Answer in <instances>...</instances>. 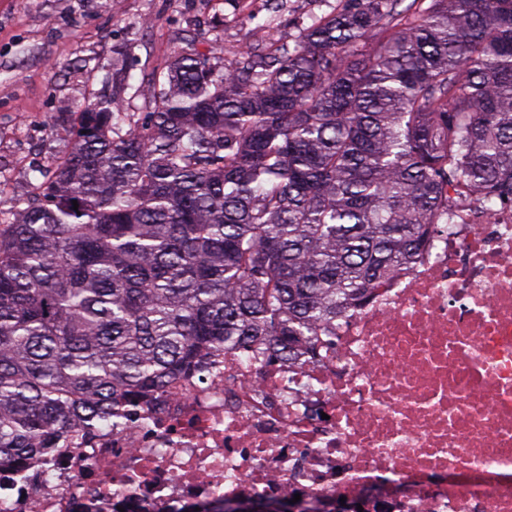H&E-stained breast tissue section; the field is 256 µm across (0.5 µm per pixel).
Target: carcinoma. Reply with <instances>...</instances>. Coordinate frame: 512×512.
Here are the masks:
<instances>
[{"label":"carcinoma","instance_id":"1","mask_svg":"<svg viewBox=\"0 0 512 512\" xmlns=\"http://www.w3.org/2000/svg\"><path fill=\"white\" fill-rule=\"evenodd\" d=\"M339 0L258 60L89 96L0 200V471L217 352L326 332L440 224L512 212V0ZM293 497L183 512H296Z\"/></svg>","mask_w":512,"mask_h":512}]
</instances>
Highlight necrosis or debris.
Instances as JSON below:
<instances>
[{"label":"necrosis or debris","mask_w":512,"mask_h":512,"mask_svg":"<svg viewBox=\"0 0 512 512\" xmlns=\"http://www.w3.org/2000/svg\"><path fill=\"white\" fill-rule=\"evenodd\" d=\"M295 356L213 355L93 438L0 473V512L301 495L512 512V218L443 225Z\"/></svg>","instance_id":"obj_1"}]
</instances>
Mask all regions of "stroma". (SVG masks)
Returning <instances> with one entry per match:
<instances>
[{"label":"stroma","instance_id":"obj_1","mask_svg":"<svg viewBox=\"0 0 512 512\" xmlns=\"http://www.w3.org/2000/svg\"><path fill=\"white\" fill-rule=\"evenodd\" d=\"M337 0H0V194L26 188L73 122L63 105L151 77L187 40L225 56L289 39Z\"/></svg>","mask_w":512,"mask_h":512}]
</instances>
